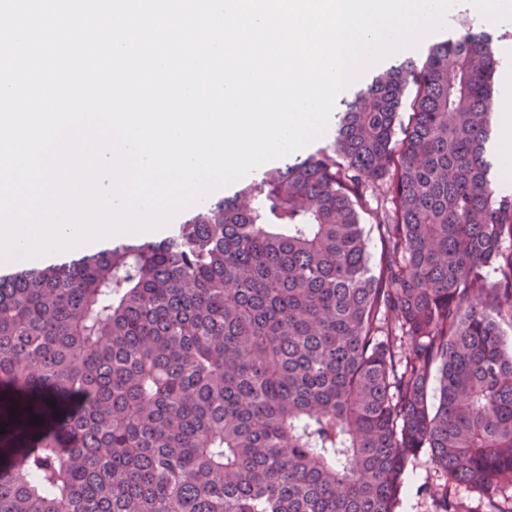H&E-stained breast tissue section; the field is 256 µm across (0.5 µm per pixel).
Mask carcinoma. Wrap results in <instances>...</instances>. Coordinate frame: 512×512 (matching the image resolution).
<instances>
[{"label":"carcinoma","mask_w":512,"mask_h":512,"mask_svg":"<svg viewBox=\"0 0 512 512\" xmlns=\"http://www.w3.org/2000/svg\"><path fill=\"white\" fill-rule=\"evenodd\" d=\"M497 66L467 29L373 76L329 144L167 235L1 267L0 426L30 434L0 448V512H397L423 450L504 512ZM428 495L457 512L448 485Z\"/></svg>","instance_id":"cac0c4a2"}]
</instances>
